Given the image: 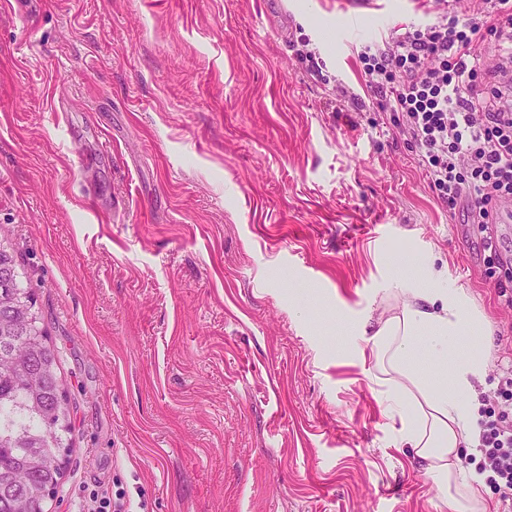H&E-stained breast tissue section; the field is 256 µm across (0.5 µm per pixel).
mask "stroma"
<instances>
[{
    "mask_svg": "<svg viewBox=\"0 0 512 512\" xmlns=\"http://www.w3.org/2000/svg\"><path fill=\"white\" fill-rule=\"evenodd\" d=\"M427 12L345 38L346 0H0V236L73 404L47 512L99 483L132 512H452L357 326L396 312L406 251L484 322L454 349L486 357L477 411L512 412L503 270L392 113L337 109L356 47Z\"/></svg>",
    "mask_w": 512,
    "mask_h": 512,
    "instance_id": "stroma-1",
    "label": "stroma"
}]
</instances>
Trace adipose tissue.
Instances as JSON below:
<instances>
[{
  "mask_svg": "<svg viewBox=\"0 0 512 512\" xmlns=\"http://www.w3.org/2000/svg\"><path fill=\"white\" fill-rule=\"evenodd\" d=\"M406 300L398 314L371 328L366 343L375 364H388L392 376L387 395L398 405H411L401 430L403 444L426 465L443 487L454 488L457 512H470L484 478L462 464L463 445L471 443L475 409L468 397L483 373L477 357L449 358L448 346L459 336L480 332L468 312L464 292L437 286H402ZM425 337L433 372L424 375L410 362L417 337Z\"/></svg>",
  "mask_w": 512,
  "mask_h": 512,
  "instance_id": "obj_1",
  "label": "adipose tissue"
}]
</instances>
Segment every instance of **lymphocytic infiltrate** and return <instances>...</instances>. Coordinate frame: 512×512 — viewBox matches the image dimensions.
Returning <instances> with one entry per match:
<instances>
[{"label":"lymphocytic infiltrate","instance_id":"obj_1","mask_svg":"<svg viewBox=\"0 0 512 512\" xmlns=\"http://www.w3.org/2000/svg\"><path fill=\"white\" fill-rule=\"evenodd\" d=\"M468 19L437 6L434 23L362 46L365 97L355 111L382 104L418 148L438 200L464 223L488 224L494 206L512 201V0H468ZM494 36L491 63L478 35ZM480 470L488 484L512 488V416L478 423Z\"/></svg>","mask_w":512,"mask_h":512}]
</instances>
